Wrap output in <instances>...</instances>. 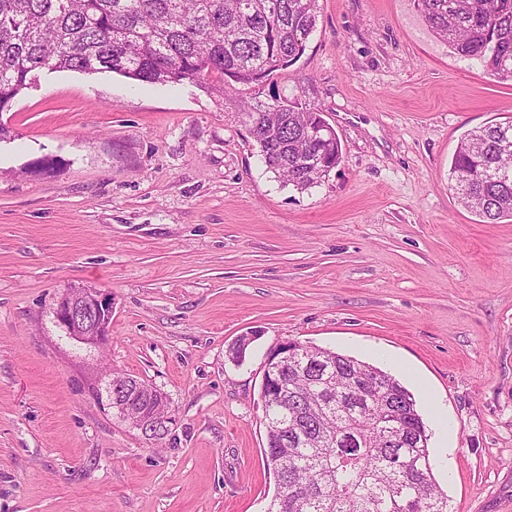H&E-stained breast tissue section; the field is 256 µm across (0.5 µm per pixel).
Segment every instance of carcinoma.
<instances>
[{
  "label": "carcinoma",
  "instance_id": "obj_1",
  "mask_svg": "<svg viewBox=\"0 0 512 512\" xmlns=\"http://www.w3.org/2000/svg\"><path fill=\"white\" fill-rule=\"evenodd\" d=\"M433 32L512 81V0H417ZM318 0H0V113L38 72H112L142 84L188 80L219 95L265 86L304 54ZM267 169L300 191L341 162L320 108L272 94L243 112ZM449 178L488 223L512 220V121L471 130ZM268 512H447L426 423L391 373L300 346L261 392Z\"/></svg>",
  "mask_w": 512,
  "mask_h": 512
}]
</instances>
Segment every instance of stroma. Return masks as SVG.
I'll return each mask as SVG.
<instances>
[{
	"label": "stroma",
	"mask_w": 512,
	"mask_h": 512,
	"mask_svg": "<svg viewBox=\"0 0 512 512\" xmlns=\"http://www.w3.org/2000/svg\"><path fill=\"white\" fill-rule=\"evenodd\" d=\"M276 82L341 144L305 192L242 121L264 87L46 70L0 115V512H265L263 366L287 342L413 393L448 512H512V222L448 179L464 134L512 121V84L413 0H319ZM81 287L112 296L104 345L55 318ZM119 374L164 393L163 438L105 398Z\"/></svg>",
	"instance_id": "35a3bbf8"
}]
</instances>
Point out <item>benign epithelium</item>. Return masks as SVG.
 Listing matches in <instances>:
<instances>
[{
  "label": "benign epithelium",
  "mask_w": 512,
  "mask_h": 512,
  "mask_svg": "<svg viewBox=\"0 0 512 512\" xmlns=\"http://www.w3.org/2000/svg\"><path fill=\"white\" fill-rule=\"evenodd\" d=\"M54 313L57 322L72 338L93 345L107 342L108 324L112 321L109 293L97 288L74 289L59 299ZM294 350L295 344L286 343L271 352L265 361L263 378H268L279 362ZM131 382L133 379L129 378L121 387L109 385V398L121 410L139 409L138 428L152 436L160 428L156 410L167 405V400L161 392L154 390L147 396L148 403L143 405L137 402V396L127 395Z\"/></svg>",
  "instance_id": "1"
}]
</instances>
